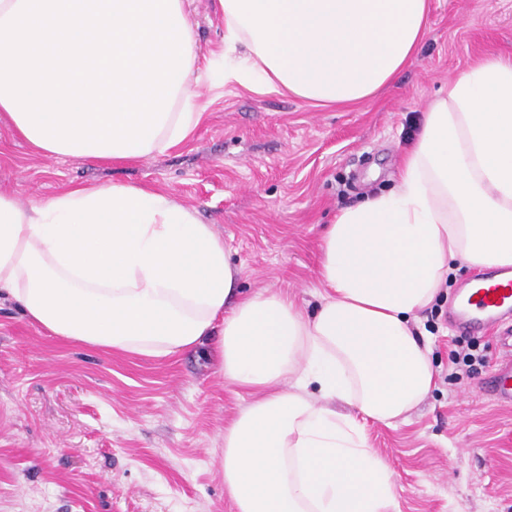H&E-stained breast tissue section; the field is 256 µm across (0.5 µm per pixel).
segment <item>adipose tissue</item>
<instances>
[{
  "mask_svg": "<svg viewBox=\"0 0 512 512\" xmlns=\"http://www.w3.org/2000/svg\"><path fill=\"white\" fill-rule=\"evenodd\" d=\"M224 79L322 106L388 88L430 0H218ZM184 0H0V117L35 151L135 159L199 124ZM512 267V60L486 56L423 114L396 185L339 207L305 312L241 295V268L195 211L154 188L72 184L24 206L0 192V293L53 335L169 357L215 341L252 402L224 428L234 512H397L364 423L406 417L435 383L416 330L460 268Z\"/></svg>",
  "mask_w": 512,
  "mask_h": 512,
  "instance_id": "adipose-tissue-1",
  "label": "adipose tissue"
}]
</instances>
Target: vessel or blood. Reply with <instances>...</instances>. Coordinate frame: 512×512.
Returning <instances> with one entry per match:
<instances>
[{
  "instance_id": "vessel-or-blood-1",
  "label": "vessel or blood",
  "mask_w": 512,
  "mask_h": 512,
  "mask_svg": "<svg viewBox=\"0 0 512 512\" xmlns=\"http://www.w3.org/2000/svg\"><path fill=\"white\" fill-rule=\"evenodd\" d=\"M460 305L450 306L448 316L454 327L473 334L502 324L512 317V274L504 272L479 277L475 287L462 291ZM501 356L484 385L496 403L512 406V331L500 334Z\"/></svg>"
}]
</instances>
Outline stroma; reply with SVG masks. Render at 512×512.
Here are the masks:
<instances>
[{"label":"stroma","mask_w":512,"mask_h":512,"mask_svg":"<svg viewBox=\"0 0 512 512\" xmlns=\"http://www.w3.org/2000/svg\"><path fill=\"white\" fill-rule=\"evenodd\" d=\"M199 67L223 46L217 0H186ZM512 58V0H431L428 37L391 87L355 106H317L203 81L189 140L143 159L41 156L0 122V191L28 205L69 183H148L194 208L242 268L244 293L319 301L325 224L339 206L390 189L422 112L478 59ZM472 271L451 275L418 315L435 385L407 420L366 423L390 468L399 512H512V407L457 378L448 307ZM211 345L162 358L54 336L0 301V512H234L224 427L247 405Z\"/></svg>","instance_id":"35a3bbf8"}]
</instances>
